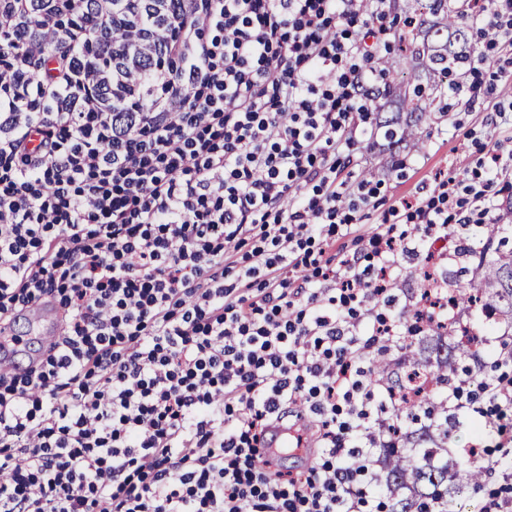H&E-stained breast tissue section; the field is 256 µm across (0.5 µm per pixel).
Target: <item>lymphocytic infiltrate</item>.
I'll use <instances>...</instances> for the list:
<instances>
[{"mask_svg":"<svg viewBox=\"0 0 512 512\" xmlns=\"http://www.w3.org/2000/svg\"><path fill=\"white\" fill-rule=\"evenodd\" d=\"M490 3L472 105L489 58L512 77V0ZM390 9L0 0V324L40 303L63 321L24 371L0 365V512H379L391 395L370 356L423 300L395 294L407 265L492 223L503 175L436 180L359 232L379 186L337 178L370 139ZM295 407L319 453L269 474L258 446ZM448 408L512 437V379L485 363Z\"/></svg>","mask_w":512,"mask_h":512,"instance_id":"obj_1","label":"lymphocytic infiltrate"}]
</instances>
